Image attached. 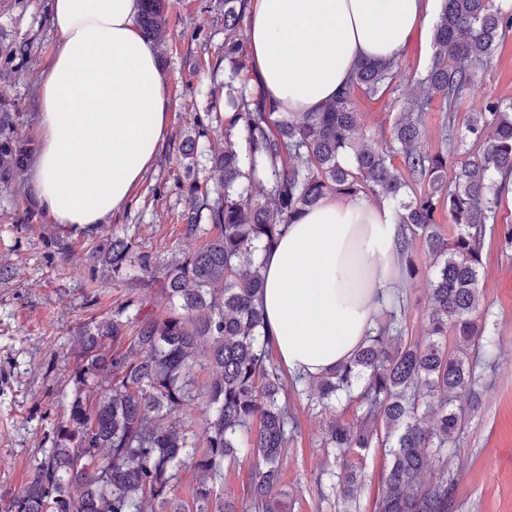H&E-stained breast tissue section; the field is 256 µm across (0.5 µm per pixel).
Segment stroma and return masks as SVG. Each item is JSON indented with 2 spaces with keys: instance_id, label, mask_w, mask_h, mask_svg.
I'll return each instance as SVG.
<instances>
[{
  "instance_id": "35a3bbf8",
  "label": "stroma",
  "mask_w": 512,
  "mask_h": 512,
  "mask_svg": "<svg viewBox=\"0 0 512 512\" xmlns=\"http://www.w3.org/2000/svg\"><path fill=\"white\" fill-rule=\"evenodd\" d=\"M168 38L157 56L167 76L169 129L150 170L112 224L144 249L170 257L181 247L182 214L190 183L207 178V154L224 146V0H169ZM57 47L50 0H0V144L35 148L39 81ZM433 54L431 34L414 37L400 58L402 79L374 96L355 92L352 107L373 143L387 139L402 100ZM512 101V35L485 68L473 72V90L459 118L478 112L486 98ZM195 139L198 155L181 158V140ZM512 226V208L499 205L495 233L486 237L480 284L500 351L485 376L482 405L462 432L464 450L449 455L457 480L456 512H512V252L499 229ZM98 241L52 223L29 189L27 171L0 167V512L27 479L29 462L50 447L62 411L65 380L79 358L71 339L95 317H107L137 291L136 282L92 274L89 255ZM415 277L396 273L407 298L406 336L426 332L432 275L422 248L413 251ZM300 431L283 464L282 489L290 512H342L337 496L319 498L316 481L334 459L321 448L327 417L290 394Z\"/></svg>"
}]
</instances>
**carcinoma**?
Returning a JSON list of instances; mask_svg holds the SVG:
<instances>
[{"label":"carcinoma","instance_id":"cac0c4a2","mask_svg":"<svg viewBox=\"0 0 512 512\" xmlns=\"http://www.w3.org/2000/svg\"><path fill=\"white\" fill-rule=\"evenodd\" d=\"M246 2L224 0V58L234 73L243 68ZM139 23L145 37L161 41L167 0H142ZM511 31L512 11L492 0H443L431 61L380 148L359 133L351 97L357 90L376 95L401 74L397 61L358 62L347 88L319 112H277L261 90L228 84L236 119L224 127V151L209 159L217 198L191 202L186 249L165 261L114 230L90 254L92 271L116 282L132 280L145 291L160 283L165 306L142 316L143 300L130 297L112 317L77 332L82 364L66 379L51 447L29 463L7 512H287L282 464L298 423L279 401L287 384L264 330L255 254L324 196L366 189L398 205L407 274L416 273L415 239L431 261L428 337L403 336L405 305L394 295L383 302L387 319L353 357L328 374L294 376L292 387L324 411L338 394L357 391L355 419L323 429L320 447L331 450L338 469L322 472L319 492L353 498L365 472L351 456L381 447L390 460L375 512H455L456 481L443 453L461 448L458 433L478 409L485 369L500 346L483 309L479 269L486 225L495 223L506 188L495 176L512 174V103L490 98L469 116L463 138L478 158L451 172L448 154L422 150V115L439 100L454 134L473 67L486 64ZM344 153L353 155L354 168L340 165ZM0 156L19 169L27 149L7 146ZM443 209L450 236L436 222ZM201 210L207 226L198 223ZM245 460L252 468L247 499L215 493L224 470ZM185 469L190 504L177 495Z\"/></svg>","mask_w":512,"mask_h":512}]
</instances>
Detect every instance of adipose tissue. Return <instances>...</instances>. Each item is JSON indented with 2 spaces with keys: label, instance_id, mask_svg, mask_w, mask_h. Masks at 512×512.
Instances as JSON below:
<instances>
[{
  "label": "adipose tissue",
  "instance_id": "ef3b65f1",
  "mask_svg": "<svg viewBox=\"0 0 512 512\" xmlns=\"http://www.w3.org/2000/svg\"><path fill=\"white\" fill-rule=\"evenodd\" d=\"M441 0H251L246 42L257 83L281 112H315L363 58L400 57ZM140 0H52L58 46L38 97L30 188L56 224L109 223L153 164L169 106ZM264 323L284 366L319 375L349 359L393 293L391 206L326 195L260 252Z\"/></svg>",
  "mask_w": 512,
  "mask_h": 512
}]
</instances>
